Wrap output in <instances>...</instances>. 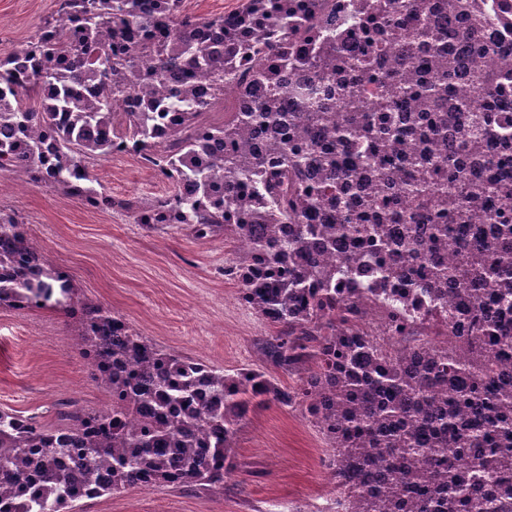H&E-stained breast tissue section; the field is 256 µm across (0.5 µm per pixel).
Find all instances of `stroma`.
Instances as JSON below:
<instances>
[{
  "label": "stroma",
  "instance_id": "1",
  "mask_svg": "<svg viewBox=\"0 0 512 512\" xmlns=\"http://www.w3.org/2000/svg\"><path fill=\"white\" fill-rule=\"evenodd\" d=\"M58 0H0V59L55 15ZM89 171L116 198L165 197L172 185L137 157L93 161ZM0 210L19 215L48 262L80 295L125 319L157 345L231 370L264 368L270 327L239 300L224 275L234 244L197 239L176 227L149 230L123 212L92 211L41 182L0 181ZM74 400L102 409L69 320L51 309L0 308V410L53 424L54 408ZM239 470L223 495L169 486L131 488L78 502L79 512H274L290 500L313 512L332 486L324 444L300 411L252 410L238 435Z\"/></svg>",
  "mask_w": 512,
  "mask_h": 512
}]
</instances>
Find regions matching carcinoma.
<instances>
[{
  "instance_id": "carcinoma-1",
  "label": "carcinoma",
  "mask_w": 512,
  "mask_h": 512,
  "mask_svg": "<svg viewBox=\"0 0 512 512\" xmlns=\"http://www.w3.org/2000/svg\"><path fill=\"white\" fill-rule=\"evenodd\" d=\"M143 2L60 0L0 59V128L14 131L0 140V174L146 228L234 240L226 272L273 328L266 361L296 383L159 347L80 298L24 222L0 212V308L66 312L109 400L61 403L50 426L0 411V512H63L157 484L220 495L249 409L270 403L300 408L321 435L339 512H512V163L501 153L512 72L473 63L477 49L492 59L512 44L484 40L489 22L469 0H447L446 13L381 0L351 51L320 36L336 0H243L229 22L160 0L171 21L160 40L140 36L155 26ZM213 25L219 52L199 38ZM19 55L25 80L12 70ZM180 70L210 74V98L188 85L171 97ZM243 72L253 109L204 120L224 76ZM459 85L483 92L475 109H458ZM205 139L234 150L215 158ZM116 142L162 148L174 192L142 201L93 187L88 163ZM366 170L408 191L412 209L367 189ZM364 254L372 283L403 280L448 318L424 334L389 299L340 287L358 283Z\"/></svg>"
}]
</instances>
